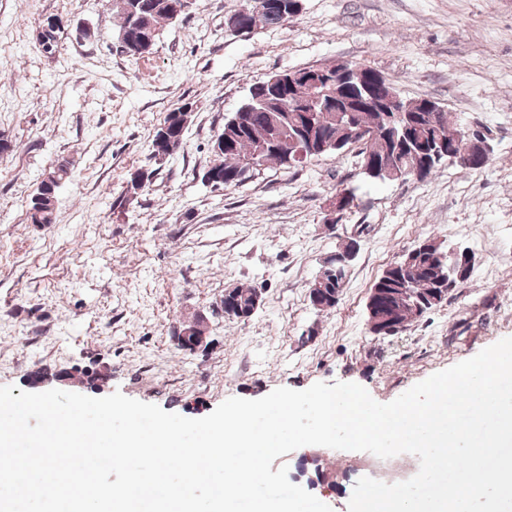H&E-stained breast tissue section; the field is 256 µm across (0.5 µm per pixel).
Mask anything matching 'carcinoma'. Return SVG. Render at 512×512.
<instances>
[{"label": "carcinoma", "mask_w": 512, "mask_h": 512, "mask_svg": "<svg viewBox=\"0 0 512 512\" xmlns=\"http://www.w3.org/2000/svg\"><path fill=\"white\" fill-rule=\"evenodd\" d=\"M257 2L259 0H245L244 3L250 28L286 21L266 8L258 9ZM136 3L144 8L139 18L128 9L116 7L118 39L122 42L130 33L129 24L136 19L156 37L161 24L172 20L169 0H127L129 6ZM314 94L322 95L326 112L322 113L316 127L308 129L299 124V104ZM349 98L350 91L336 72L326 76L318 87L297 80L284 98L270 90L264 91L262 86L256 87L249 93L248 100L225 118L224 152L215 155L211 169L224 174V189L227 190L251 178L258 167L302 166L295 158L298 152L305 153L308 162L321 155L338 154L350 146L358 148L360 169H366L376 160L390 159L402 169L416 172L415 180L420 182L427 180L446 161L471 172H480L492 162L487 156L479 165L472 163L466 155L471 124L451 121L448 112L431 99L402 96L393 109L388 105L358 109L349 119L336 118V109L345 107ZM190 116L187 105L168 113L154 137H159L165 129L168 144L178 147ZM69 175L66 162L49 172L27 203L30 223H55L56 189ZM335 262L336 256L327 258L312 282L326 294H336L346 281L348 267L335 273L331 269ZM452 279L448 261L433 253L422 255L410 250L390 264L373 287L411 288L418 299L425 301L437 289L451 287ZM255 292V286L241 283L224 289V301L248 309L253 307Z\"/></svg>", "instance_id": "carcinoma-1"}]
</instances>
